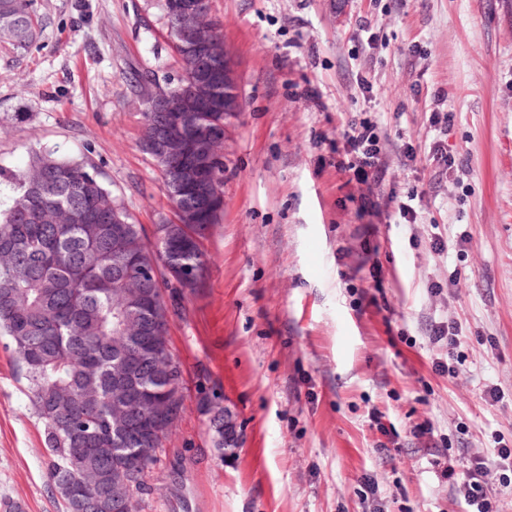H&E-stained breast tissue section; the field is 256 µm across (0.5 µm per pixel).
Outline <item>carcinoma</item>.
<instances>
[{"label": "carcinoma", "instance_id": "obj_1", "mask_svg": "<svg viewBox=\"0 0 512 512\" xmlns=\"http://www.w3.org/2000/svg\"><path fill=\"white\" fill-rule=\"evenodd\" d=\"M195 0H167L168 22L190 10ZM193 112L181 115L182 98L169 96L148 104L143 113V148L156 127L179 123L181 140L200 131L223 132L224 66H213L205 79L190 83ZM177 184L179 208H192L194 223L173 219L146 233L118 205L86 164L34 154L18 172L0 170L13 186L8 204L0 201V335L9 340L17 372L31 409L42 421L54 478L71 448L112 447V365L115 346L123 342V322L112 311V290L127 287L133 271L153 266L169 298L184 303L180 319L189 317V299L204 287L207 255L202 240L209 229L213 200H224V155L201 160L192 154L162 162ZM73 210L72 224H50L45 214ZM118 223H112V220ZM171 351L143 360L133 391L145 397L164 394ZM97 368L98 398L83 396L89 367ZM208 416L211 445L224 449L221 396L200 401Z\"/></svg>", "mask_w": 512, "mask_h": 512}]
</instances>
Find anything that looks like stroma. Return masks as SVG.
Instances as JSON below:
<instances>
[{"instance_id":"35a3bbf8","label":"stroma","mask_w":512,"mask_h":512,"mask_svg":"<svg viewBox=\"0 0 512 512\" xmlns=\"http://www.w3.org/2000/svg\"><path fill=\"white\" fill-rule=\"evenodd\" d=\"M37 8L35 43L0 46V168L35 151L88 163L131 223H160L168 200L127 78L180 75L163 0ZM213 13L240 110L224 213L203 242L209 280L189 322L170 325L191 392L142 512H464L442 469L512 448V0H213ZM340 111L377 121L399 199L417 195L415 223L360 209L336 167ZM434 112L454 113L448 146L464 169L426 190ZM448 319L462 327L459 363L430 338ZM215 392L220 450L200 406ZM15 501L63 512L0 336V506Z\"/></svg>"}]
</instances>
